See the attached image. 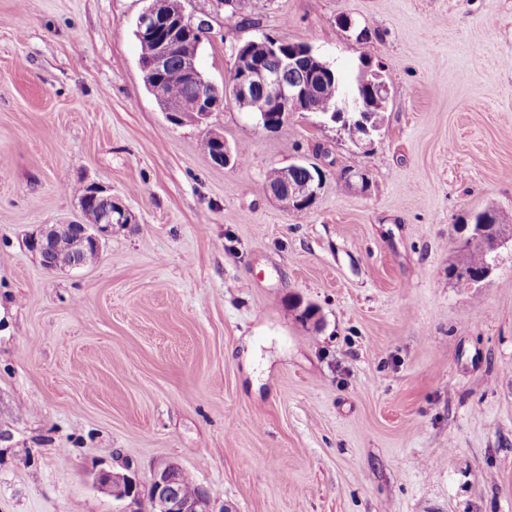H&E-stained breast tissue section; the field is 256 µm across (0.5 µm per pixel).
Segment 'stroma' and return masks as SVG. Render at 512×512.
Segmentation results:
<instances>
[{
  "instance_id": "1",
  "label": "stroma",
  "mask_w": 512,
  "mask_h": 512,
  "mask_svg": "<svg viewBox=\"0 0 512 512\" xmlns=\"http://www.w3.org/2000/svg\"><path fill=\"white\" fill-rule=\"evenodd\" d=\"M145 6L0 0V512H153L91 473L169 461L213 512H512V242L479 285L448 276L476 213L512 228V0H183L219 88L264 34L345 80L375 48L391 84L367 146L228 102L169 122ZM299 157L322 173L305 211L261 189ZM89 182L136 221L48 271L31 238L79 220Z\"/></svg>"
}]
</instances>
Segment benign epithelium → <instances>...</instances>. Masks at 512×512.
<instances>
[{"mask_svg":"<svg viewBox=\"0 0 512 512\" xmlns=\"http://www.w3.org/2000/svg\"><path fill=\"white\" fill-rule=\"evenodd\" d=\"M138 36L153 42V49L147 57L140 59L149 91L155 96L166 117L175 124L191 119L197 124L208 120L215 108L225 99L239 109L246 108L248 99L259 91L266 102V111L252 114L256 125L269 131L283 124L288 116L296 112L316 113L313 101L319 86L330 74V64L310 45L299 47L284 44L271 35H263L233 49V65L225 91L206 81L196 65L197 51L204 38L207 23L194 21L185 14L182 0H149L136 23ZM262 45L265 57L253 56L252 46ZM180 59L191 93L174 102L164 94L160 76L171 57ZM359 87L364 95L349 90L344 93L337 109L331 114V121L356 120L362 128V136L356 144L372 142V136L382 126L380 112L384 111L389 95V86L382 81L381 72L367 65L358 76ZM368 96L379 103L378 110H372L363 102ZM206 148L215 149V163L227 165L232 160L230 151L224 146V137L209 134ZM307 170V178L298 182V170ZM315 167L302 159L281 169L279 181L268 187L267 193L294 209L311 206L316 199L321 180L313 173ZM88 200L104 203L98 211L96 222L83 224H42L32 239L33 248L39 252L44 267L56 271L74 267L65 262L76 244L86 249L101 250V240L112 236V228L134 223L131 212L112 201V193L103 186L90 183ZM182 466L167 462L156 468L149 480L147 490L153 505V512H212L211 495L187 497L180 491ZM92 482L101 492L116 500L136 499L141 493L140 482L128 475L99 469L92 472Z\"/></svg>","mask_w":512,"mask_h":512,"instance_id":"benign-epithelium-1","label":"benign epithelium"}]
</instances>
